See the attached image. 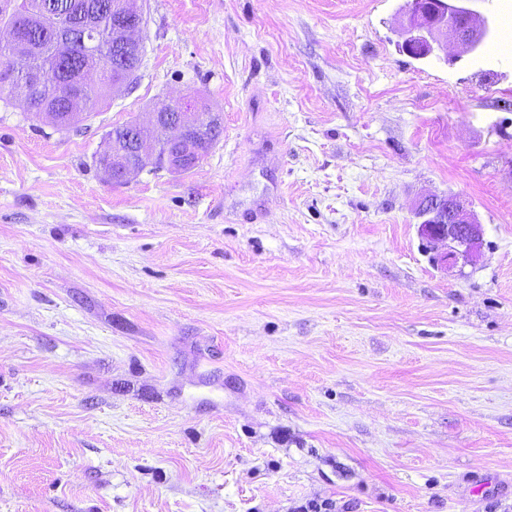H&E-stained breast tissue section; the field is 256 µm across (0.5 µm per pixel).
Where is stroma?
I'll return each mask as SVG.
<instances>
[{"instance_id":"1","label":"stroma","mask_w":512,"mask_h":512,"mask_svg":"<svg viewBox=\"0 0 512 512\" xmlns=\"http://www.w3.org/2000/svg\"><path fill=\"white\" fill-rule=\"evenodd\" d=\"M401 4L138 0L79 129L0 101V512H512V54L413 59ZM193 95L196 167L104 176ZM431 194L478 258L434 263ZM136 3V0H123L121 4L125 25L129 27L126 35L134 42H137V32L140 31L145 24L143 12L136 6ZM421 218L419 233L427 243H444L446 250L435 256L437 265L448 268L459 257L473 260L484 246V227L471 205L458 195H428L414 207Z\"/></svg>"}]
</instances>
